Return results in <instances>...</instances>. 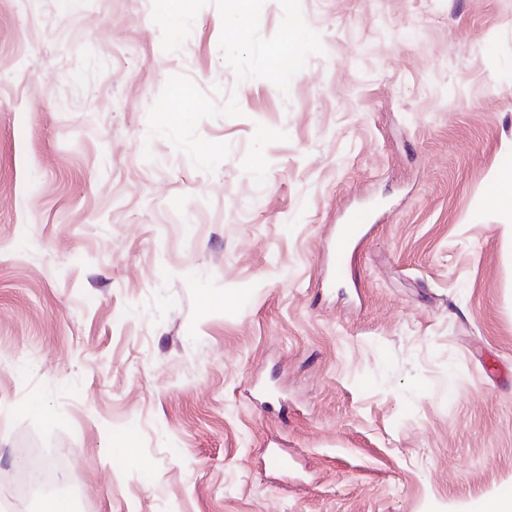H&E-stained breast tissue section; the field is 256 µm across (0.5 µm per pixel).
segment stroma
Listing matches in <instances>:
<instances>
[{
  "instance_id": "stroma-1",
  "label": "stroma",
  "mask_w": 512,
  "mask_h": 512,
  "mask_svg": "<svg viewBox=\"0 0 512 512\" xmlns=\"http://www.w3.org/2000/svg\"><path fill=\"white\" fill-rule=\"evenodd\" d=\"M187 2L0 0V483L35 451L79 512L512 486V0ZM490 206L512 214V175L498 177L489 197Z\"/></svg>"
}]
</instances>
